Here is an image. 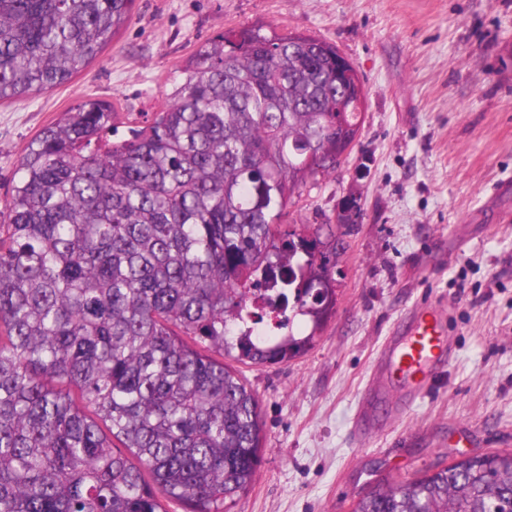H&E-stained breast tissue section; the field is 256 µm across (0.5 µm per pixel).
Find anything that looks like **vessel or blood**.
<instances>
[{
	"label": "vessel or blood",
	"instance_id": "obj_1",
	"mask_svg": "<svg viewBox=\"0 0 512 512\" xmlns=\"http://www.w3.org/2000/svg\"><path fill=\"white\" fill-rule=\"evenodd\" d=\"M452 313L438 301L419 304L386 337L372 370V386L391 378L399 392L397 414L422 401L436 378L456 357L451 336Z\"/></svg>",
	"mask_w": 512,
	"mask_h": 512
}]
</instances>
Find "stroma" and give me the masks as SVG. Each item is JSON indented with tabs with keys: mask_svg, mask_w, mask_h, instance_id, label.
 Instances as JSON below:
<instances>
[{
	"mask_svg": "<svg viewBox=\"0 0 512 512\" xmlns=\"http://www.w3.org/2000/svg\"><path fill=\"white\" fill-rule=\"evenodd\" d=\"M261 23L336 45L367 94L336 172L289 208L292 224L352 225L333 315L303 355L245 365L264 448L224 512H352L382 479L512 449V0H136L130 21L63 87L0 103V209L35 134L87 97L112 103L118 138L183 80L199 44ZM452 308L457 356L429 398L354 432L379 348L419 303Z\"/></svg>",
	"mask_w": 512,
	"mask_h": 512,
	"instance_id": "1",
	"label": "stroma"
}]
</instances>
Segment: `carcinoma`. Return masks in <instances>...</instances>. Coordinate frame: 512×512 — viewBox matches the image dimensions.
<instances>
[{
	"label": "carcinoma",
	"instance_id": "carcinoma-1",
	"mask_svg": "<svg viewBox=\"0 0 512 512\" xmlns=\"http://www.w3.org/2000/svg\"><path fill=\"white\" fill-rule=\"evenodd\" d=\"M135 0H0V102L59 88ZM152 121L111 141L88 97L30 141L0 212V512H224L262 448L224 364L285 362L336 306L361 207L281 226L353 148L363 85L331 43L255 25L203 43ZM288 254V342L250 329ZM352 512H512V450L385 479Z\"/></svg>",
	"mask_w": 512,
	"mask_h": 512
}]
</instances>
